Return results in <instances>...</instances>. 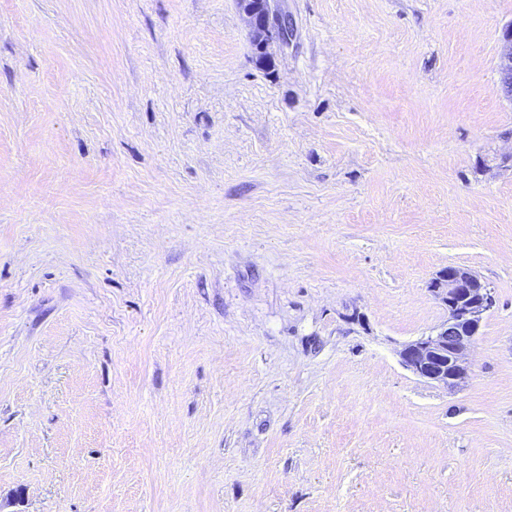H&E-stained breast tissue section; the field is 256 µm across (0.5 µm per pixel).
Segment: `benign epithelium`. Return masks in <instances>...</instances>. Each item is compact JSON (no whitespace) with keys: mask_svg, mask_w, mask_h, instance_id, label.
<instances>
[{"mask_svg":"<svg viewBox=\"0 0 512 512\" xmlns=\"http://www.w3.org/2000/svg\"><path fill=\"white\" fill-rule=\"evenodd\" d=\"M248 19L254 47L267 54L270 42L288 37V18L273 7L272 0H237ZM499 96L512 102V23L499 38ZM430 287L448 306V320L429 334L406 344L400 352L403 365L417 377L450 389L469 376L468 356L476 343L495 296L474 272L458 266L440 270Z\"/></svg>","mask_w":512,"mask_h":512,"instance_id":"7a95c632","label":"benign epithelium"}]
</instances>
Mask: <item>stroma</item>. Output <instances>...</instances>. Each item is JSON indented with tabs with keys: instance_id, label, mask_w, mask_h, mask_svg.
Instances as JSON below:
<instances>
[{
	"instance_id": "obj_1",
	"label": "stroma",
	"mask_w": 512,
	"mask_h": 512,
	"mask_svg": "<svg viewBox=\"0 0 512 512\" xmlns=\"http://www.w3.org/2000/svg\"><path fill=\"white\" fill-rule=\"evenodd\" d=\"M274 2L0 0V512H512V0ZM239 8L248 19L254 47L267 58V51L273 39L288 37V18L273 7L271 0H237ZM499 74L497 93L512 102V23L502 29L499 38ZM430 288L448 306V320L406 344L400 357L417 377L453 389L469 376L468 356L495 296L477 274L458 266L440 270Z\"/></svg>"
}]
</instances>
